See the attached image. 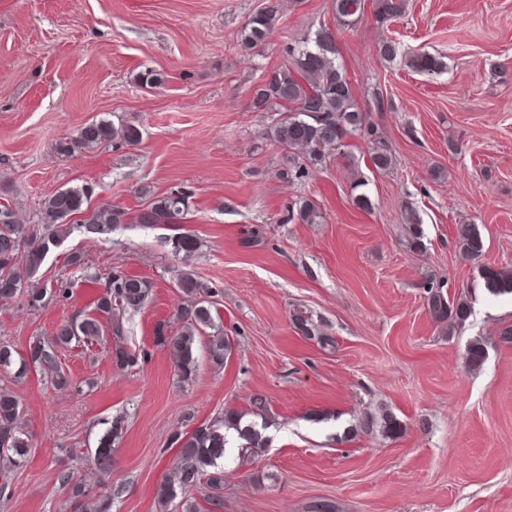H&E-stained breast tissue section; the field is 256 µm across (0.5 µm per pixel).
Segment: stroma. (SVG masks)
<instances>
[{
	"label": "stroma",
	"mask_w": 512,
	"mask_h": 512,
	"mask_svg": "<svg viewBox=\"0 0 512 512\" xmlns=\"http://www.w3.org/2000/svg\"><path fill=\"white\" fill-rule=\"evenodd\" d=\"M278 22L264 46L243 44L245 22L269 5ZM365 0L358 23L340 27L331 0H0V203L32 225L43 200L92 186L91 207L137 213L154 198L189 194L184 228L199 250L188 263L162 242L170 230L117 224L106 234L65 237L38 277L73 284L67 300L39 310L0 300V340L24 351L76 313L92 310L99 283L68 266L72 252L107 274L147 280L151 295L124 313L122 344L136 365L113 366L106 346L60 351L75 387L60 393L43 373L11 386L23 407L30 451L11 471L0 512H66L59 470L98 485L91 452L124 419L111 482L126 493L113 512H160L156 492L178 457L171 438L224 408L269 399L268 448L224 468V512H512V294H489L482 264L512 268V0H404L377 19ZM335 38L337 60L362 110L393 155L373 169L358 136L344 155L279 178L282 149L267 139L268 113L254 90L284 62V40L318 30ZM402 59L383 60L385 38ZM426 52L440 72L403 61ZM163 86H140L145 69ZM136 125V146L61 154L85 123ZM365 193L371 208L354 203ZM314 199L318 223L290 220ZM416 213L423 252L405 245ZM477 225L481 260L461 255L456 227ZM218 292V323L233 343L224 366L200 355L191 378L177 374L158 326L177 330L182 270ZM465 299L463 326L434 321L426 286ZM324 341L307 338L296 317ZM482 339L480 370L465 366ZM391 413L403 431L386 438L362 427Z\"/></svg>",
	"instance_id": "obj_1"
}]
</instances>
